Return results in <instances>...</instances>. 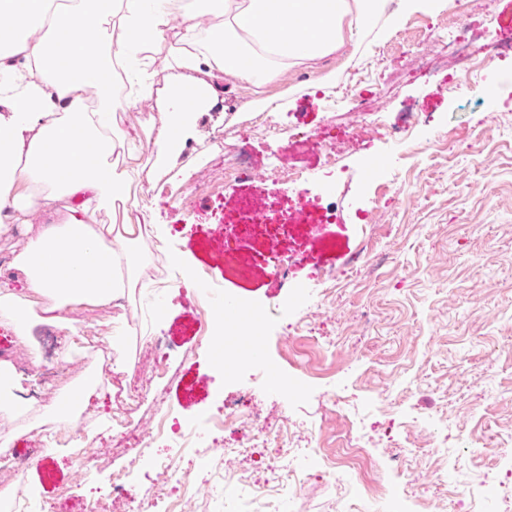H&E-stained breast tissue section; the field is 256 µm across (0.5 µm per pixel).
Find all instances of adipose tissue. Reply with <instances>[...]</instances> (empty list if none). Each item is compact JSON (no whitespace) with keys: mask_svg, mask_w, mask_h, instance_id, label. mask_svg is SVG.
Wrapping results in <instances>:
<instances>
[{"mask_svg":"<svg viewBox=\"0 0 512 512\" xmlns=\"http://www.w3.org/2000/svg\"><path fill=\"white\" fill-rule=\"evenodd\" d=\"M0 0V234L53 213L73 199L61 224L43 225L12 260L26 275L25 293L0 281V321L20 334L61 322L81 306L111 303L136 287L144 256L137 248L150 208L134 222L99 224L96 214L122 200L138 168L133 142L117 113L143 100L168 112L152 141L155 166L171 168L190 134L189 117L207 109L218 79L253 87L248 107L276 109L272 94L284 70L344 55L382 0ZM217 16L206 36L196 18ZM180 28H173L174 18ZM175 35L174 74L162 87L148 83L158 44ZM192 88L185 102L181 88ZM80 257L82 268L70 260Z\"/></svg>","mask_w":512,"mask_h":512,"instance_id":"obj_1","label":"adipose tissue"}]
</instances>
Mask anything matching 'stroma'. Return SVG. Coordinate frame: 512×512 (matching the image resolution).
Here are the masks:
<instances>
[{
    "label": "stroma",
    "mask_w": 512,
    "mask_h": 512,
    "mask_svg": "<svg viewBox=\"0 0 512 512\" xmlns=\"http://www.w3.org/2000/svg\"><path fill=\"white\" fill-rule=\"evenodd\" d=\"M453 9V0H442L436 10L409 13V26L388 37L366 38L359 67L370 78L363 83H347L333 57L286 71L279 89L288 106L274 116L281 132L251 135L250 175L230 185L219 153L205 146L240 115L256 123L264 116L245 109L249 85L222 81L217 102L198 113L174 161L177 178L143 197L189 271L218 266L209 240L218 224L234 223L241 196L262 197L273 219L304 208L306 223L277 242L293 257L287 278L270 265L247 279L230 270L221 278L226 296L263 309V359H243L236 379L225 381L209 349L196 344L203 292L188 278L131 289L121 316L103 305L68 315L86 336L107 326L128 368L117 375L120 384L153 367L140 332L179 342L131 419L137 434L151 436L156 408L182 426L246 395L308 451L293 460L305 480L301 494L280 490L260 500L259 512H372L378 500L388 512L402 502L414 512H444L448 497L469 486L482 492L486 512H500L501 496L512 493V454L495 450L512 440V53L461 90L448 64L422 77L416 61L447 39ZM466 23L476 43L511 44L512 0H472ZM329 73L336 76L330 86L322 80ZM361 95L375 98L382 125L358 114ZM392 127L404 129V151L392 148ZM439 129L448 133L443 154L432 146ZM299 132L311 136L299 161L308 178L293 184L279 166ZM329 145L340 165L332 186L323 175ZM375 156L383 164L371 176L364 162ZM332 208L340 222L324 223ZM112 385L95 391L93 438L75 434L47 462L25 469L30 494L47 501L66 491L80 499L90 487L109 488L120 468L145 497L169 483L153 465L170 455L168 446L156 444L135 463L113 448ZM336 395L342 408L331 404ZM83 445L105 457L103 470L75 468L71 449ZM326 456L342 481L328 474ZM278 465L267 448L225 458L220 471L203 455L186 485L169 483L170 496L181 512H231Z\"/></svg>",
    "instance_id": "1"
}]
</instances>
